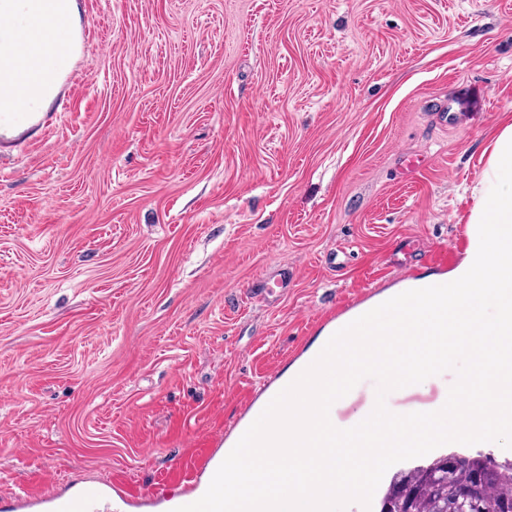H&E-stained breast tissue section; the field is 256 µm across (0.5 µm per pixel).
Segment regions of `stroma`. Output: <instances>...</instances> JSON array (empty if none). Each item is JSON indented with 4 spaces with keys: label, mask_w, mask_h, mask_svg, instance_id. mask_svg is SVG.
Wrapping results in <instances>:
<instances>
[{
    "label": "stroma",
    "mask_w": 512,
    "mask_h": 512,
    "mask_svg": "<svg viewBox=\"0 0 512 512\" xmlns=\"http://www.w3.org/2000/svg\"><path fill=\"white\" fill-rule=\"evenodd\" d=\"M76 3L77 92L0 156V499L173 500L322 314L403 285V252L419 277L460 261L512 121V0ZM455 379L386 405L430 411Z\"/></svg>",
    "instance_id": "1"
}]
</instances>
